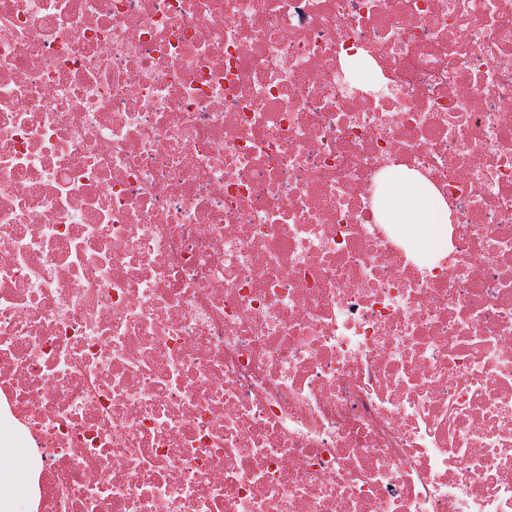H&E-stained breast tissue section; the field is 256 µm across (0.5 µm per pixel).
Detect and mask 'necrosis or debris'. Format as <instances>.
<instances>
[{
	"label": "necrosis or debris",
	"mask_w": 512,
	"mask_h": 512,
	"mask_svg": "<svg viewBox=\"0 0 512 512\" xmlns=\"http://www.w3.org/2000/svg\"><path fill=\"white\" fill-rule=\"evenodd\" d=\"M0 414L31 512H512V0H0ZM391 214H382L385 223H393L413 235L416 248L425 253L448 248V206L422 178L410 171L398 172L389 193ZM419 233H414L416 227Z\"/></svg>",
	"instance_id": "4bbe7bcc"
}]
</instances>
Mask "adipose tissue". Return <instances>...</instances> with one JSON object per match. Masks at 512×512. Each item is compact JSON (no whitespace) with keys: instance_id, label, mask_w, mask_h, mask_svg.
<instances>
[{"instance_id":"obj_1","label":"adipose tissue","mask_w":512,"mask_h":512,"mask_svg":"<svg viewBox=\"0 0 512 512\" xmlns=\"http://www.w3.org/2000/svg\"><path fill=\"white\" fill-rule=\"evenodd\" d=\"M390 222L412 234L419 251L432 253L448 247V207L422 178L398 172L390 187ZM33 463L30 449L17 445L13 429L0 428V512H28Z\"/></svg>"}]
</instances>
